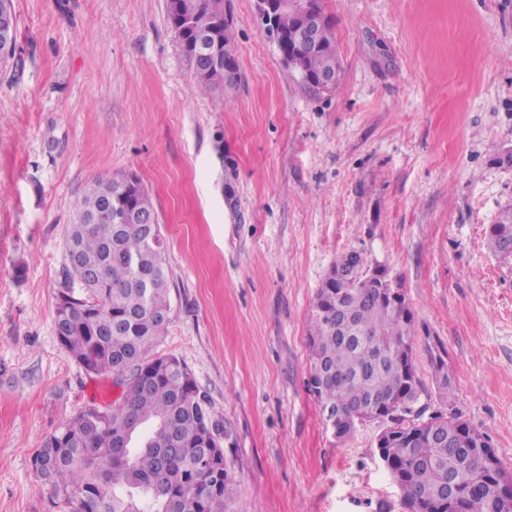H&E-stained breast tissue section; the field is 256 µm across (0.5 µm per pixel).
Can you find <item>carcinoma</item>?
Returning a JSON list of instances; mask_svg holds the SVG:
<instances>
[{
  "label": "carcinoma",
  "instance_id": "1",
  "mask_svg": "<svg viewBox=\"0 0 512 512\" xmlns=\"http://www.w3.org/2000/svg\"><path fill=\"white\" fill-rule=\"evenodd\" d=\"M224 0H172L168 19L187 61L197 37L219 56L233 47ZM17 29L0 26V58L12 60ZM336 65L332 22L308 56L310 76ZM200 89L234 86L224 64L197 61ZM98 177L73 204L63 242L65 279L56 296L54 328L61 345L87 373L122 375L114 403L84 407L46 437L32 457L35 471L54 488L63 512H234L237 483L224 457L230 429L213 412L187 366L154 352L172 310L173 278L163 233L146 237L145 225L124 219L128 209L155 206L141 182ZM490 250L512 257V206L488 228ZM360 269L348 281L326 276L309 319V386L322 408L346 421L341 436L359 421L385 429L378 455L410 512H512V472L479 430L453 405V384L441 353L432 354L441 409L414 410L420 379L413 362L417 335L401 280L368 265L358 251L341 254L333 267ZM211 458L213 467L202 465Z\"/></svg>",
  "mask_w": 512,
  "mask_h": 512
}]
</instances>
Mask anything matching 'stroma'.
Instances as JSON below:
<instances>
[{
  "instance_id": "35a3bbf8",
  "label": "stroma",
  "mask_w": 512,
  "mask_h": 512,
  "mask_svg": "<svg viewBox=\"0 0 512 512\" xmlns=\"http://www.w3.org/2000/svg\"><path fill=\"white\" fill-rule=\"evenodd\" d=\"M0 73V512H58L47 435L119 392L54 332L62 243L91 179L134 174L159 214L183 360L233 432L235 512H409L378 421L336 438L308 388V316L337 257L401 280L416 406L444 350L464 420L512 470V0H323L343 71L306 89L257 0H226L236 84L198 91L167 0H14ZM490 250L504 258L512 257V206H507L500 214L496 224H490L487 233Z\"/></svg>"
}]
</instances>
